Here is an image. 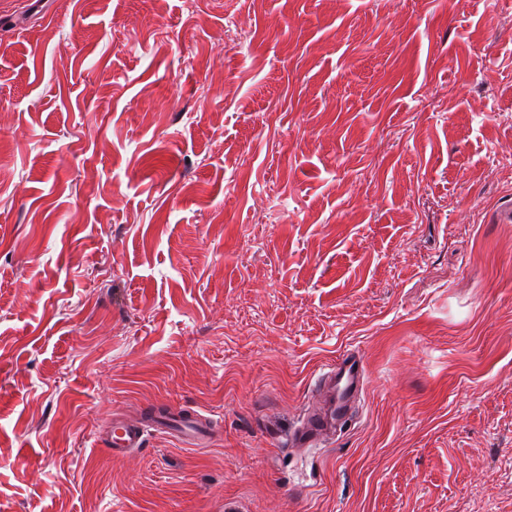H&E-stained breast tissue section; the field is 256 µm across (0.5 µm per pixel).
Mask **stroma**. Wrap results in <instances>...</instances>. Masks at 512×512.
<instances>
[{
  "label": "stroma",
  "mask_w": 512,
  "mask_h": 512,
  "mask_svg": "<svg viewBox=\"0 0 512 512\" xmlns=\"http://www.w3.org/2000/svg\"><path fill=\"white\" fill-rule=\"evenodd\" d=\"M511 143L512 0H0V512L512 479ZM346 349L358 414L293 447ZM159 405L211 444L99 446Z\"/></svg>",
  "instance_id": "obj_1"
}]
</instances>
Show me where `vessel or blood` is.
<instances>
[{"instance_id": "obj_1", "label": "vessel or blood", "mask_w": 512, "mask_h": 512, "mask_svg": "<svg viewBox=\"0 0 512 512\" xmlns=\"http://www.w3.org/2000/svg\"><path fill=\"white\" fill-rule=\"evenodd\" d=\"M366 385V371L361 356L343 351L327 365L315 384L317 392L326 394L325 405L308 412L294 429L291 439L294 446L310 447L323 440L327 432L351 422L355 416ZM173 434L189 446L203 448L212 441V423L197 411L172 417L162 413L149 414L139 422L116 418L105 427L101 442L113 456L122 457L142 448L148 429Z\"/></svg>"}]
</instances>
